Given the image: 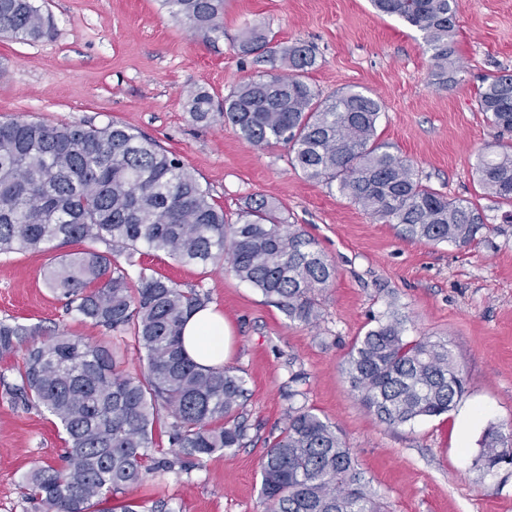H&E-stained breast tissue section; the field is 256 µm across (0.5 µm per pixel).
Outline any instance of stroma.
I'll list each match as a JSON object with an SVG mask.
<instances>
[{
  "instance_id": "1",
  "label": "stroma",
  "mask_w": 512,
  "mask_h": 512,
  "mask_svg": "<svg viewBox=\"0 0 512 512\" xmlns=\"http://www.w3.org/2000/svg\"><path fill=\"white\" fill-rule=\"evenodd\" d=\"M53 26L33 42L0 35V121L56 125L117 121L179 155L235 218L265 195L284 224L302 227L336 266L319 295L316 325L291 321L230 268L185 265L142 251L138 263L180 288L209 297L230 327L225 367L246 381L243 447L202 458L189 472L149 478L113 497L168 512H269L261 461L284 427L288 395L335 425L388 512H512V466H474L489 424L512 422V207L486 197L473 176L497 137L475 95L484 76L512 70V0H457L456 84L431 85L421 33L369 0H224V34L194 35L161 0H36ZM273 44L314 46L309 83L323 95L355 86L383 106L377 133L409 159L428 186L477 203L489 232L469 246L401 237L337 188L308 180L276 144H248L223 119L193 121L188 94L221 99L260 68L238 51L247 24ZM55 252L0 256V320L88 340L103 328L73 319L43 272ZM399 311L408 338L447 339L467 391L447 414L398 428L360 403L342 365L357 336ZM20 356L0 357V512H32L19 482L35 465H59L64 433L46 412L26 410L5 391Z\"/></svg>"
}]
</instances>
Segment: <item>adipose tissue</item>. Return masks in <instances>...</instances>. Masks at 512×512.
<instances>
[{"label": "adipose tissue", "mask_w": 512, "mask_h": 512, "mask_svg": "<svg viewBox=\"0 0 512 512\" xmlns=\"http://www.w3.org/2000/svg\"><path fill=\"white\" fill-rule=\"evenodd\" d=\"M182 335L186 352L198 365L223 364L228 354L229 329L223 315L212 307L194 311L187 319Z\"/></svg>", "instance_id": "obj_1"}]
</instances>
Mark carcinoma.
Instances as JSON below:
<instances>
[{
    "mask_svg": "<svg viewBox=\"0 0 512 512\" xmlns=\"http://www.w3.org/2000/svg\"><path fill=\"white\" fill-rule=\"evenodd\" d=\"M162 2L205 40L224 32V0ZM371 2L422 33L432 83L458 82L456 0ZM48 33L33 0H0V34L36 41ZM238 51H261L287 72L256 74L217 110L208 92L191 95L193 120L218 114L255 147L288 145L290 163L306 178L336 186L374 218L398 225L408 240L467 246L487 228L476 204L424 184L410 160L378 140L379 99L352 88L324 96L307 82L316 66L312 46L273 47L265 29L252 24ZM475 103L498 136L512 137L511 70L485 78ZM474 169L485 193L512 204V151L479 156ZM71 242L91 247L61 256L45 280L68 313L112 336L93 342L58 329L38 341L37 328L1 320L0 357L23 352L6 394L53 416L67 445L62 466L23 475V497L37 512H113L112 496L150 475L187 471L202 456L240 448L248 431L244 378L222 365L199 366L183 347V326L208 296L137 267L139 248L186 265L227 263L290 320L306 325L318 319V294L336 269L315 238L285 229L263 196L228 223L181 159L126 125L0 122V255ZM405 331V319L388 313L356 338L344 362L363 406L390 427L447 413L466 386L448 341L410 340ZM130 341L142 361L135 374L123 368ZM295 397L261 462L271 512H384L336 426ZM162 408L171 417L169 455L157 454L154 437ZM479 446L475 465L483 473L512 465V423L489 426Z\"/></svg>",
    "mask_w": 512,
    "mask_h": 512,
    "instance_id": "obj_1",
    "label": "carcinoma"
}]
</instances>
